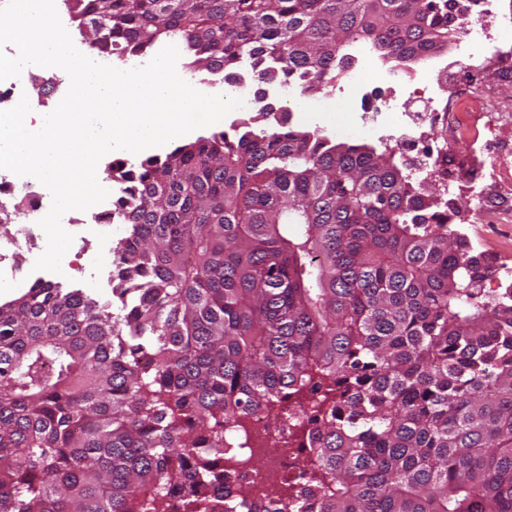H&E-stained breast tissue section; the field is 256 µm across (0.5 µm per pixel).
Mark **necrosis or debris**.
<instances>
[{
    "label": "necrosis or debris",
    "instance_id": "necrosis-or-debris-1",
    "mask_svg": "<svg viewBox=\"0 0 512 512\" xmlns=\"http://www.w3.org/2000/svg\"><path fill=\"white\" fill-rule=\"evenodd\" d=\"M477 10L456 19L457 34L450 50L459 57V64L473 72H483L492 65H512V20L501 12L500 0H477ZM345 54L349 67L332 84L337 96L357 104L353 124L357 129L371 130L386 147L421 149L430 169H438L454 157L450 141L426 140L424 127L454 125L457 102L454 95L456 74L454 63L434 55L422 58L416 68L406 71L387 61L366 56L357 44H349ZM399 88L408 98L431 102L427 112L406 118L398 112L393 97L378 94L375 84ZM52 196L48 191H29L18 195L15 182L0 175V221L15 228L9 248H0V284L11 288H27L36 282L57 281V273L30 269L19 272L9 253L10 248L36 249L44 237L39 221L50 209ZM112 200H105L88 210L69 214L72 226V247L75 257L84 260L87 268L99 276H107L106 257L110 252L105 215ZM298 415L283 404L279 416L257 411L248 421L249 434L244 442L247 464L238 458L225 462L226 468L238 470L247 484L253 502L280 496L284 482L301 479L311 451L291 443L290 431Z\"/></svg>",
    "mask_w": 512,
    "mask_h": 512
}]
</instances>
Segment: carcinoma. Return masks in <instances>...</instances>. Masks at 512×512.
<instances>
[{
	"label": "carcinoma",
	"mask_w": 512,
	"mask_h": 512,
	"mask_svg": "<svg viewBox=\"0 0 512 512\" xmlns=\"http://www.w3.org/2000/svg\"><path fill=\"white\" fill-rule=\"evenodd\" d=\"M471 0H67L90 46L175 41L234 83L315 95L368 45L442 51ZM129 226L111 297L41 282L0 304V512H286L224 500V434L283 399L296 512H512V283L460 207L394 154L272 108L112 163Z\"/></svg>",
	"instance_id": "cac0c4a2"
}]
</instances>
